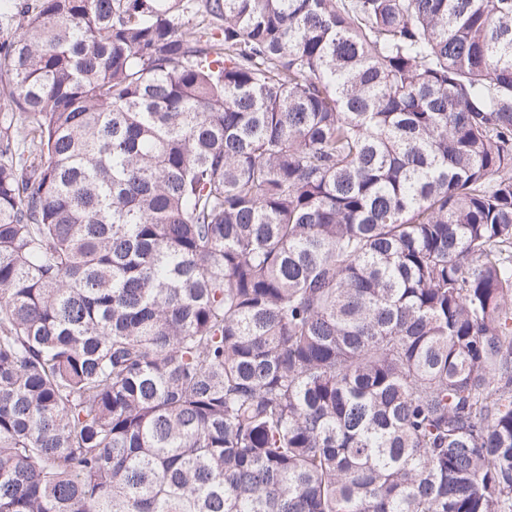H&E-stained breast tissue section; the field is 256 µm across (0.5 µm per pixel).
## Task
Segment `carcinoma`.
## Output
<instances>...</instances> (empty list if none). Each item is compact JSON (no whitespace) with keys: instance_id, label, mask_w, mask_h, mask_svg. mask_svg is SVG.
I'll return each mask as SVG.
<instances>
[{"instance_id":"carcinoma-1","label":"carcinoma","mask_w":512,"mask_h":512,"mask_svg":"<svg viewBox=\"0 0 512 512\" xmlns=\"http://www.w3.org/2000/svg\"><path fill=\"white\" fill-rule=\"evenodd\" d=\"M16 0L0 512H512V0Z\"/></svg>"}]
</instances>
